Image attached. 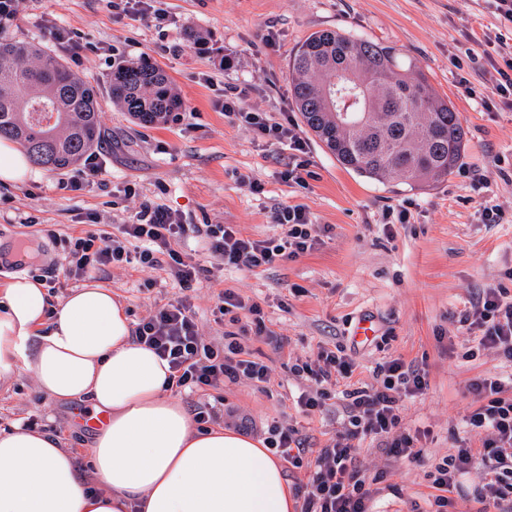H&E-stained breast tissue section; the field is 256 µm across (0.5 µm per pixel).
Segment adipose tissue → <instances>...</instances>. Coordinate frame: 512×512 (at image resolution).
Segmentation results:
<instances>
[{
    "label": "adipose tissue",
    "mask_w": 512,
    "mask_h": 512,
    "mask_svg": "<svg viewBox=\"0 0 512 512\" xmlns=\"http://www.w3.org/2000/svg\"><path fill=\"white\" fill-rule=\"evenodd\" d=\"M35 375L53 399L89 397L104 416L87 450L93 485L52 433L0 432V512H293L280 460L261 441L193 428L169 395L168 365L134 342L110 288L90 282L56 306L43 282L0 288V378Z\"/></svg>",
    "instance_id": "1"
}]
</instances>
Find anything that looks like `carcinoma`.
Instances as JSON below:
<instances>
[{"label": "carcinoma", "instance_id": "carcinoma-1", "mask_svg": "<svg viewBox=\"0 0 512 512\" xmlns=\"http://www.w3.org/2000/svg\"><path fill=\"white\" fill-rule=\"evenodd\" d=\"M289 68L305 125L344 167L380 183L428 187L459 162L465 132L458 112L397 47L318 31ZM336 87L344 99L368 104L366 121L337 123ZM109 90L144 125L165 123L181 107L169 77L148 63L113 70ZM0 139L49 171L80 163L100 139L95 90L40 45L0 42Z\"/></svg>", "mask_w": 512, "mask_h": 512}]
</instances>
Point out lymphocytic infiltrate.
Wrapping results in <instances>:
<instances>
[{"mask_svg": "<svg viewBox=\"0 0 512 512\" xmlns=\"http://www.w3.org/2000/svg\"><path fill=\"white\" fill-rule=\"evenodd\" d=\"M238 92L224 98L225 116L251 128L257 140L285 143L297 152L289 164L285 179L303 183L308 162L307 144L291 123L271 120L263 112L243 111ZM272 220L282 230L281 237L256 239L244 235L233 224L178 223L161 206L143 207L132 223L122 225L119 235L89 229L65 241L61 267L69 278H83L103 272L114 264L167 267L174 283L188 289L204 278V266L186 260L179 243L190 235L203 236L206 250L217 264L236 269L269 270L317 250L328 229L313 224L302 206L275 208ZM504 288H485L459 314L460 323L474 333L480 349L494 351L512 363V301L505 300ZM217 314L229 316L238 333L230 341L218 344L201 333L192 303L179 297L141 319L133 330L135 340L167 361L170 389L182 392L218 390L226 384L248 381L254 385L269 383L270 368L252 359L245 346L248 339L262 337L267 328L258 303H245L233 290L222 291L215 307ZM355 362L344 348L320 349L315 359L294 364L292 373L313 379L316 391L303 392L296 404L304 413L320 410L330 388L343 386L344 433L340 440L319 448L309 456L297 429L279 424L268 425L263 443L280 454L292 467H307L309 476L302 485L301 512H370L374 498L373 478L360 461V444L376 443L391 458L416 459L415 438L401 431L400 409L404 399L416 396L427 386V372L414 363L395 357L380 364L374 384L346 388ZM476 407L467 418L479 447L463 440L453 453L436 458L427 477L434 490L435 512H446L451 493L457 492L456 474L481 460L486 482L475 501L478 512H496L512 488V375H487L470 385Z\"/></svg>", "mask_w": 512, "mask_h": 512, "instance_id": "lymphocytic-infiltrate-1", "label": "lymphocytic infiltrate"}]
</instances>
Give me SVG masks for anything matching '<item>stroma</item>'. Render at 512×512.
Segmentation results:
<instances>
[{
	"label": "stroma",
	"instance_id": "1",
	"mask_svg": "<svg viewBox=\"0 0 512 512\" xmlns=\"http://www.w3.org/2000/svg\"><path fill=\"white\" fill-rule=\"evenodd\" d=\"M121 0H21L13 20L0 23V37L35 41L61 58L99 92L101 142L88 162L60 171L36 168L20 185H0V283L15 275H61L64 235L87 225L108 233L131 222L143 205H160L186 224H234L263 239L280 234L271 211L303 206L314 223L330 226L324 244L268 271L215 266L196 239L179 249L210 270L188 294L201 333L222 338L230 323L214 322L217 295L235 290L259 303L269 335L286 340L274 350L265 340L249 344L271 369L265 389L243 381L223 391L180 394L183 405L219 403L264 427H294L318 449L343 429L344 399L329 397L312 415L293 398L315 387L294 376L295 362L314 359L319 348L345 346L355 322L373 320L376 339L357 345L352 381L373 384L374 369L390 357L425 366L428 387L405 399L403 429L420 435V460L394 459L375 448L361 461L379 475L374 512H429L427 472L433 459L452 453L469 437L474 408L470 383L489 373L512 374V364L482 351L467 357L473 336L458 321L472 295L503 287L512 292V107L485 109L491 77L502 65L485 43L497 21L487 0H147L151 22L120 9ZM68 28L78 54L59 45L52 27ZM349 32L392 44L406 53L455 107L466 149L448 175L414 189L380 184L344 169L308 130L291 92L289 60L310 34ZM277 35L276 48L264 36ZM150 61L173 81L182 108L173 120L142 126L122 112L108 93L120 65ZM468 88H461L460 79ZM244 92L248 112L290 121L306 141V186L282 179L288 145L265 144L244 124L225 117L224 90ZM95 164L99 174L80 189L72 178ZM259 180L255 193L251 180ZM498 206L499 224L483 220ZM409 210L408 223L383 229L389 213ZM122 303L131 322L174 299L163 269L112 266L95 275ZM89 400L56 401L37 388L32 373L0 382V428L37 421L53 429L63 447L84 455L93 433L75 412Z\"/></svg>",
	"mask_w": 512,
	"mask_h": 512
}]
</instances>
